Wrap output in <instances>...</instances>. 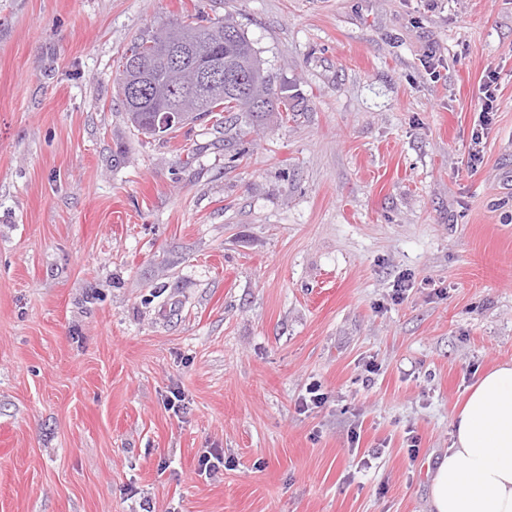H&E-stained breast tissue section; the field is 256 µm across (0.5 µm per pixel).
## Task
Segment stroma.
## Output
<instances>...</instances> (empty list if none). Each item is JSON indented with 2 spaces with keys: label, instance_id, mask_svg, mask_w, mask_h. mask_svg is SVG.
Returning <instances> with one entry per match:
<instances>
[{
  "label": "stroma",
  "instance_id": "35a3bbf8",
  "mask_svg": "<svg viewBox=\"0 0 512 512\" xmlns=\"http://www.w3.org/2000/svg\"><path fill=\"white\" fill-rule=\"evenodd\" d=\"M196 8L294 118L137 135L120 55ZM507 360L512 0H0V512H430Z\"/></svg>",
  "mask_w": 512,
  "mask_h": 512
}]
</instances>
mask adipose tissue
I'll return each instance as SVG.
<instances>
[{"label": "adipose tissue", "mask_w": 512, "mask_h": 512, "mask_svg": "<svg viewBox=\"0 0 512 512\" xmlns=\"http://www.w3.org/2000/svg\"><path fill=\"white\" fill-rule=\"evenodd\" d=\"M429 495L433 512H512V363L470 386Z\"/></svg>", "instance_id": "1"}]
</instances>
